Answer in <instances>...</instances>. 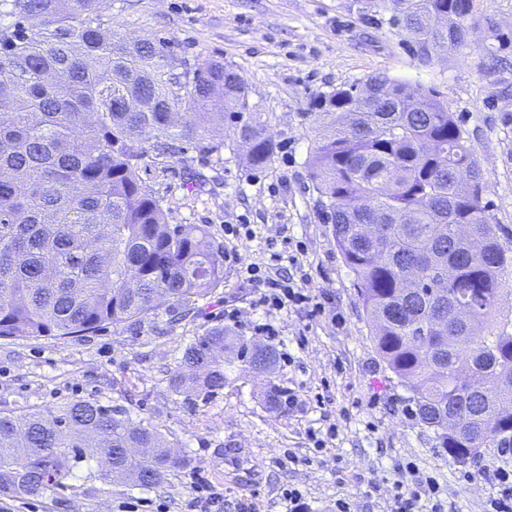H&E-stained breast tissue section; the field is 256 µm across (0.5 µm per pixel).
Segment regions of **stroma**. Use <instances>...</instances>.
Returning a JSON list of instances; mask_svg holds the SVG:
<instances>
[{"mask_svg": "<svg viewBox=\"0 0 512 512\" xmlns=\"http://www.w3.org/2000/svg\"><path fill=\"white\" fill-rule=\"evenodd\" d=\"M101 15L115 34L167 42L190 63L224 61L263 110L276 152L265 169H251L228 127L220 151L190 146L143 159L140 176L169 223L206 225L231 253L223 284L188 316L176 321L162 310L79 338H0V411L79 399L119 406L156 425L190 465L144 490L98 479L91 462L77 471L75 488L0 495V512H136L145 501L163 512H286L282 493L291 486L314 512H332L340 497L351 512H389L394 490L382 478L409 461L438 478L450 512H484L489 484L465 482L469 464L438 454L433 430L405 415L409 394L374 348L307 160L314 104L324 94L377 73L435 88L482 169L493 223L512 241V0H471L468 45L428 65L364 15L360 0H108ZM228 224L249 225L251 234L225 238ZM292 242L303 246L306 288L330 295L323 313L252 305L257 286L244 267L265 264L269 245L284 251ZM230 309L239 322L225 320ZM256 321L279 331L269 372L236 363L218 393L170 388L194 339L220 326L252 342ZM273 387L299 390V406L270 408ZM331 425L335 439L314 447L309 430Z\"/></svg>", "mask_w": 512, "mask_h": 512, "instance_id": "35a3bbf8", "label": "stroma"}]
</instances>
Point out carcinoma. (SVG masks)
Instances as JSON below:
<instances>
[{
	"label": "carcinoma",
	"mask_w": 512,
	"mask_h": 512,
	"mask_svg": "<svg viewBox=\"0 0 512 512\" xmlns=\"http://www.w3.org/2000/svg\"><path fill=\"white\" fill-rule=\"evenodd\" d=\"M103 0H0V338H73L141 322L164 295L175 309L206 298L224 279V251L201 224H168L144 186L142 140L175 155L224 146V124L265 167L276 146L247 87L221 61L193 70L153 41L107 33ZM429 64L465 46L470 0H361ZM183 66V99L173 84ZM324 95L308 158L336 247L378 353L410 393L419 421L454 461L512 443V319L497 313L512 247L501 242L464 131L433 88L383 74ZM187 111L170 121L169 110ZM465 225L469 241H455ZM473 310L472 324L454 320ZM251 370L276 350L215 327L187 346L169 380L177 393L224 388V353ZM458 431H446L448 415ZM148 443L135 458L127 449ZM102 457L100 479L142 489L188 465L160 430L126 409L92 400L51 411L0 412V495L35 497Z\"/></svg>",
	"instance_id": "cac0c4a2"
}]
</instances>
